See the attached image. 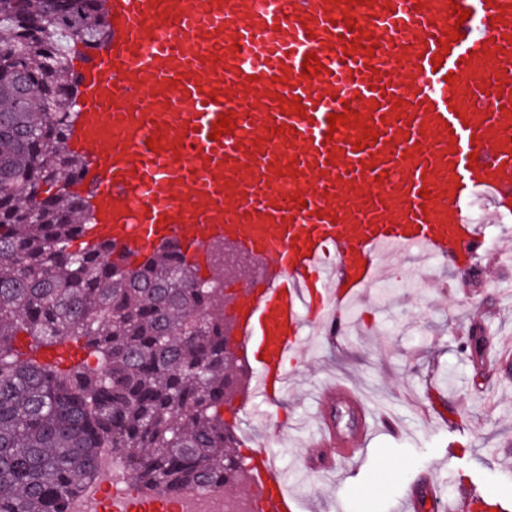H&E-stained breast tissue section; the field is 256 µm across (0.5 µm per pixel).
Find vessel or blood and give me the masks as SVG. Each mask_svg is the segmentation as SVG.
Instances as JSON below:
<instances>
[{
  "mask_svg": "<svg viewBox=\"0 0 512 512\" xmlns=\"http://www.w3.org/2000/svg\"><path fill=\"white\" fill-rule=\"evenodd\" d=\"M108 4L110 38L81 65L67 136L87 159L73 190L94 238L132 264L171 239L272 256L232 313L268 404L305 329L342 335L385 251L469 267L486 250L470 199L512 206V0ZM310 54L320 65L306 74ZM222 117L233 129L212 139ZM342 403L365 411L348 385L321 391L317 470H340L369 433L340 434L329 410ZM250 467L262 512H300L270 451Z\"/></svg>",
  "mask_w": 512,
  "mask_h": 512,
  "instance_id": "vessel-or-blood-1",
  "label": "vessel or blood"
}]
</instances>
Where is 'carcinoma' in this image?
I'll return each instance as SVG.
<instances>
[{"label": "carcinoma", "mask_w": 512, "mask_h": 512, "mask_svg": "<svg viewBox=\"0 0 512 512\" xmlns=\"http://www.w3.org/2000/svg\"><path fill=\"white\" fill-rule=\"evenodd\" d=\"M109 36L105 0H0V512H69L102 448L149 492L250 480L222 415L224 291L197 287L170 244L134 268L105 242L73 248L92 224L62 191L86 165L65 146L81 80L70 51ZM22 339L76 343L96 363L40 364ZM467 350L486 365L482 327Z\"/></svg>", "instance_id": "cac0c4a2"}]
</instances>
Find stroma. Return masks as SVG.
<instances>
[{
	"instance_id": "obj_1",
	"label": "stroma",
	"mask_w": 512,
	"mask_h": 512,
	"mask_svg": "<svg viewBox=\"0 0 512 512\" xmlns=\"http://www.w3.org/2000/svg\"><path fill=\"white\" fill-rule=\"evenodd\" d=\"M469 211L492 237L480 258L481 287L466 285L460 269L439 264L425 272L416 257L395 259L387 287L369 289L350 307L346 335L303 337L278 416L251 424L248 448L277 434L276 465L301 512H400L405 491L429 478L440 485L445 507L459 506L471 485L512 503V379L494 368L477 371L464 348L477 323L489 341L512 340V259L499 256L500 236L512 234V210L493 211L479 197ZM336 381L354 387L371 414L389 415L400 433L376 434L356 470L327 484L308 465L307 451L316 392ZM430 385L448 403L447 425L425 417ZM367 488L374 496H364Z\"/></svg>"
}]
</instances>
